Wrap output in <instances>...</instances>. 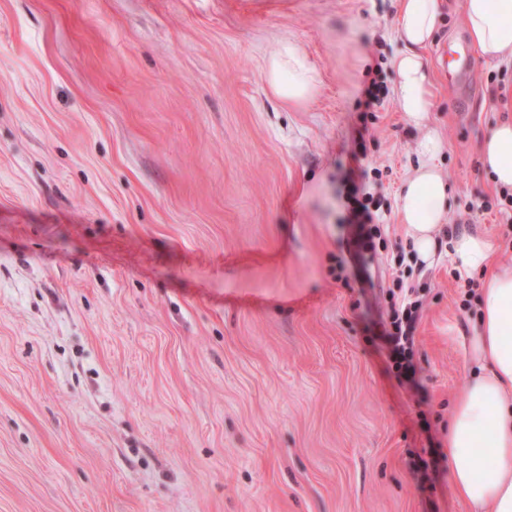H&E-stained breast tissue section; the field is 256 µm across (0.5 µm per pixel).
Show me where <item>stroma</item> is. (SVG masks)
<instances>
[{
	"label": "stroma",
	"instance_id": "35a3bbf8",
	"mask_svg": "<svg viewBox=\"0 0 512 512\" xmlns=\"http://www.w3.org/2000/svg\"><path fill=\"white\" fill-rule=\"evenodd\" d=\"M424 54L447 143L452 223L512 261L481 167L512 120V68L467 93ZM398 0H0V512H470L448 479V416L476 322L447 254L420 288L419 386L374 302L408 242L398 213L367 291L338 281L359 90L397 204L418 131L392 92ZM318 90L294 105L264 64L284 41ZM380 89L381 86L374 80L361 93V97L358 100V112H362L363 116L360 118L359 126L355 129V136L353 138L355 146H362L365 141V134L369 131L366 117L369 112L373 114L372 112H375L374 107L380 103ZM372 117L375 118L376 116L373 114Z\"/></svg>",
	"mask_w": 512,
	"mask_h": 512
}]
</instances>
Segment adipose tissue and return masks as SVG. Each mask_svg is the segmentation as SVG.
<instances>
[{"label": "adipose tissue", "instance_id": "ef3b65f1", "mask_svg": "<svg viewBox=\"0 0 512 512\" xmlns=\"http://www.w3.org/2000/svg\"><path fill=\"white\" fill-rule=\"evenodd\" d=\"M469 37L488 59L512 62V0H462ZM440 18L439 0H401L392 59L394 95L419 136L418 163L399 197V213L417 258L432 265L446 251L465 275L482 274L478 315L463 353L471 367L448 428L449 479L472 512H512V263L492 268L494 245L485 235L463 232L444 237L450 221L449 183L438 159L445 149L428 124L435 108L432 78L423 49ZM265 82L273 95L300 104L317 88V75L303 50L282 42L268 58ZM481 163L496 185L512 190V123L500 121L486 134Z\"/></svg>", "mask_w": 512, "mask_h": 512}]
</instances>
